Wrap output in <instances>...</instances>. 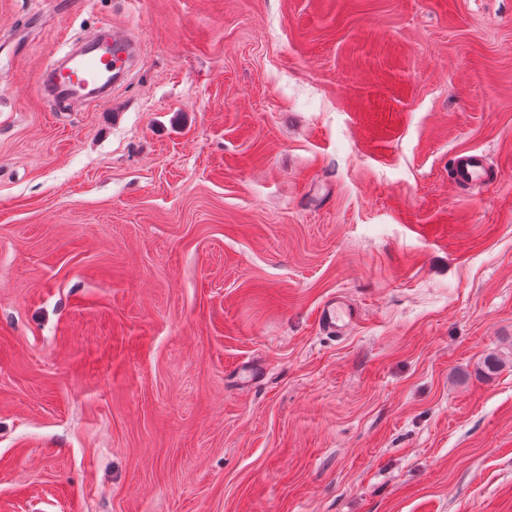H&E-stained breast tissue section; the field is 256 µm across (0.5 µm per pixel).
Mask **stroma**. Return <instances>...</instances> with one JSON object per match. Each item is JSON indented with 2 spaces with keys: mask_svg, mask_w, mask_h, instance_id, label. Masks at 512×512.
<instances>
[{
  "mask_svg": "<svg viewBox=\"0 0 512 512\" xmlns=\"http://www.w3.org/2000/svg\"><path fill=\"white\" fill-rule=\"evenodd\" d=\"M0 512H512V0H0ZM102 27L108 33L105 42L68 54L66 66L50 63L39 72L37 82L44 97L67 98L80 105L93 98V94L83 91L94 86L97 93L102 92L96 96L98 102L109 101L112 78L126 69L131 47L126 35L115 26L103 23ZM451 179L454 183L467 186L483 184L488 185L493 181L484 155L476 153L457 154L451 167ZM359 320V310L342 296H334L325 300L318 310V322L321 329L334 336H344Z\"/></svg>",
  "mask_w": 512,
  "mask_h": 512,
  "instance_id": "obj_1",
  "label": "stroma"
}]
</instances>
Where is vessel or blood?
<instances>
[{
	"mask_svg": "<svg viewBox=\"0 0 512 512\" xmlns=\"http://www.w3.org/2000/svg\"><path fill=\"white\" fill-rule=\"evenodd\" d=\"M106 31L105 42L90 44L69 55L65 65L51 63L39 72L37 82L43 96L67 98L79 105L88 101L87 90L92 87L99 94V103L109 101L112 79L125 70L131 47L126 35L115 26H107ZM451 178L463 186L488 185L493 174L483 155L465 152L454 157ZM359 320V310L340 296L325 300L318 310L321 329L334 336L345 335Z\"/></svg>",
	"mask_w": 512,
	"mask_h": 512,
	"instance_id": "b4317fda",
	"label": "vessel or blood"
}]
</instances>
